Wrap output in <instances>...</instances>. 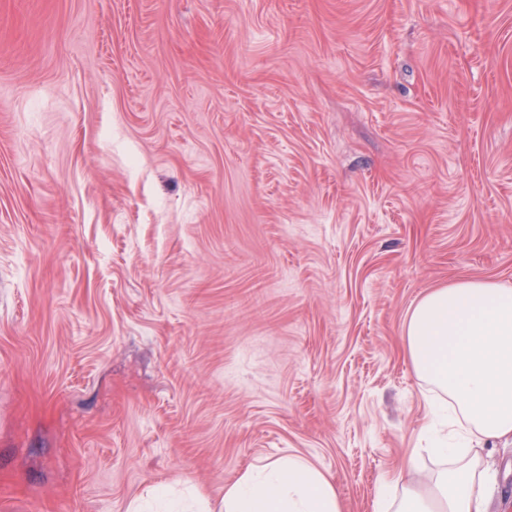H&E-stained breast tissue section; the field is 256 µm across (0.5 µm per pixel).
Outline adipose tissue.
Segmentation results:
<instances>
[{"instance_id":"adipose-tissue-1","label":"adipose tissue","mask_w":512,"mask_h":512,"mask_svg":"<svg viewBox=\"0 0 512 512\" xmlns=\"http://www.w3.org/2000/svg\"><path fill=\"white\" fill-rule=\"evenodd\" d=\"M404 354L449 409L447 437L384 474L373 512H488L484 450L512 443V287L462 280L431 289L409 310ZM335 478L297 455L250 466L224 487V512H344Z\"/></svg>"}]
</instances>
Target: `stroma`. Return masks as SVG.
<instances>
[{
	"mask_svg": "<svg viewBox=\"0 0 512 512\" xmlns=\"http://www.w3.org/2000/svg\"><path fill=\"white\" fill-rule=\"evenodd\" d=\"M465 279L512 286V0H0V512L288 455L373 512Z\"/></svg>",
	"mask_w": 512,
	"mask_h": 512,
	"instance_id": "stroma-1",
	"label": "stroma"
}]
</instances>
